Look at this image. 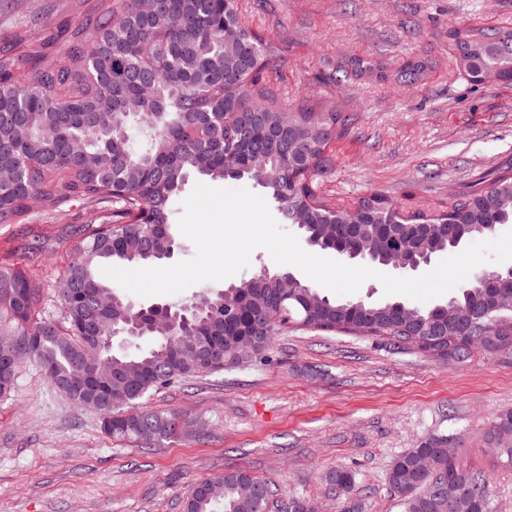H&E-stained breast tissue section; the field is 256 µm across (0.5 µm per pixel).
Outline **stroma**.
Listing matches in <instances>:
<instances>
[{
	"label": "stroma",
	"instance_id": "obj_1",
	"mask_svg": "<svg viewBox=\"0 0 512 512\" xmlns=\"http://www.w3.org/2000/svg\"><path fill=\"white\" fill-rule=\"evenodd\" d=\"M21 2L0 0L1 37L27 11L42 15L36 38L69 20L51 0ZM241 18L288 59L267 76L281 104L346 118L318 179L336 201L379 193L407 212L439 209L512 161V82H471L449 46L460 26L512 27V0H241ZM409 63L423 71L406 85L396 73ZM82 217L73 203L57 224H0V264H23L24 239L52 235L38 274L56 320L62 227ZM268 356L151 394L147 405L178 413L181 432L148 444L107 438L96 411L24 359L0 397V512H183L196 481L237 469L270 484L267 512H401L388 469L434 434L512 512V468L488 437L512 411V351L477 348L457 362L381 337L291 330ZM340 467L354 476L345 493L329 479Z\"/></svg>",
	"mask_w": 512,
	"mask_h": 512
}]
</instances>
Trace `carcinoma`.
I'll return each instance as SVG.
<instances>
[{"label":"carcinoma","instance_id":"cac0c4a2","mask_svg":"<svg viewBox=\"0 0 512 512\" xmlns=\"http://www.w3.org/2000/svg\"><path fill=\"white\" fill-rule=\"evenodd\" d=\"M79 11L61 35L28 38L14 31L0 45V224H55L75 201L86 218L71 239L58 297L64 316L43 315L36 267L42 242L26 246L29 265L0 264V335L42 337L32 357L72 402L97 408L102 431L150 443L177 435L178 417L145 406L152 391L265 353L288 330L383 336L394 347L443 359L467 358L494 333L512 350V309L492 280L508 269L477 272L449 302L412 305L336 300L282 274L255 272L214 296L165 304L148 326L128 334L146 312L100 277L101 268L170 257L174 203L190 175L213 181L258 177L282 223L309 246L364 264L416 270L440 253L493 236L512 224V163L469 183L440 211L403 213L379 194L356 202L364 223L350 230L349 209L319 191L332 143L345 120L334 112L286 109L264 83L279 52L242 22L239 0H56ZM454 58L478 84L512 81V28L451 31ZM288 127V144L275 131ZM457 225L450 240L441 222ZM483 312L479 321L473 311ZM440 324L442 342L422 346L417 328ZM150 337L147 350L116 352L114 338ZM197 336L212 337V360L183 355ZM245 336L259 340L241 354ZM17 371L0 351V395ZM496 457L512 466V411L491 425ZM429 459L452 487L467 493L451 512H494L486 476L461 463L445 435H432L396 456L388 483L403 512H439L421 462ZM269 484L245 470L198 481L184 512H266Z\"/></svg>","mask_w":512,"mask_h":512}]
</instances>
